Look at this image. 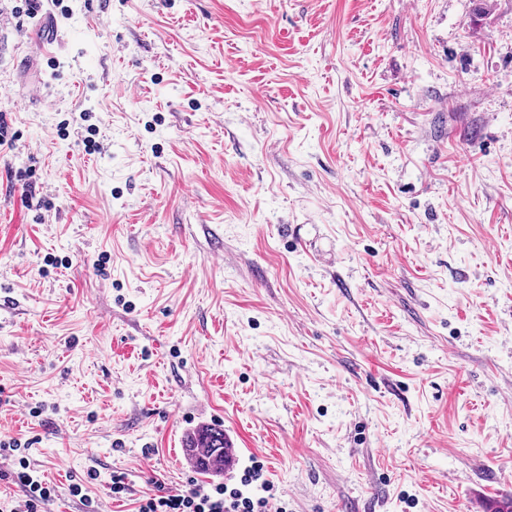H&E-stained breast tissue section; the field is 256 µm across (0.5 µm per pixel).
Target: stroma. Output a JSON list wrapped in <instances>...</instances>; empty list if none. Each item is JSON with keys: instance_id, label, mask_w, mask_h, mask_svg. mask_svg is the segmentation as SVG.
Segmentation results:
<instances>
[{"instance_id": "35a3bbf8", "label": "stroma", "mask_w": 512, "mask_h": 512, "mask_svg": "<svg viewBox=\"0 0 512 512\" xmlns=\"http://www.w3.org/2000/svg\"><path fill=\"white\" fill-rule=\"evenodd\" d=\"M21 3L0 443L43 512L219 484L202 425L287 512L512 496V0ZM186 448L196 467L207 474L218 475L224 473V454L226 450V465L232 459V452L226 446L224 430L219 427L202 426L196 428L186 436ZM195 448H207L206 455L200 457L195 454ZM18 465L19 468L11 470L10 476L26 498L23 512H40L41 504L51 498L52 489L46 483L34 479L27 471L29 465L23 458L18 459Z\"/></svg>"}]
</instances>
